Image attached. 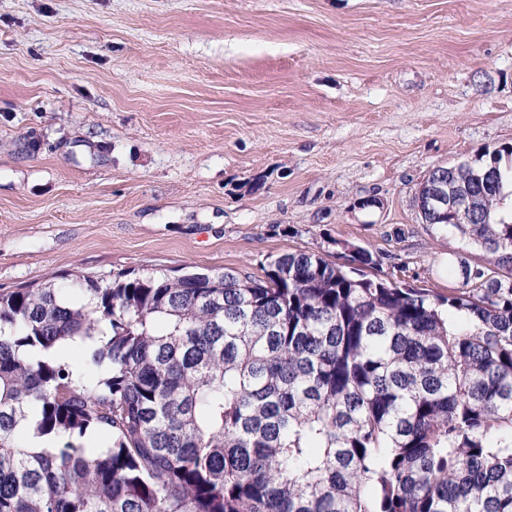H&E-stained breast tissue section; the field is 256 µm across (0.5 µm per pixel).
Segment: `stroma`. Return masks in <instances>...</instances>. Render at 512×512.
Returning <instances> with one entry per match:
<instances>
[{
    "mask_svg": "<svg viewBox=\"0 0 512 512\" xmlns=\"http://www.w3.org/2000/svg\"><path fill=\"white\" fill-rule=\"evenodd\" d=\"M504 143L512 0H0V291L352 244L444 295L416 192Z\"/></svg>",
    "mask_w": 512,
    "mask_h": 512,
    "instance_id": "1",
    "label": "stroma"
}]
</instances>
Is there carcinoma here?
<instances>
[{
	"instance_id": "cac0c4a2",
	"label": "carcinoma",
	"mask_w": 512,
	"mask_h": 512,
	"mask_svg": "<svg viewBox=\"0 0 512 512\" xmlns=\"http://www.w3.org/2000/svg\"><path fill=\"white\" fill-rule=\"evenodd\" d=\"M511 196L502 144L421 207L446 295L362 247L1 292L0 512H512Z\"/></svg>"
}]
</instances>
